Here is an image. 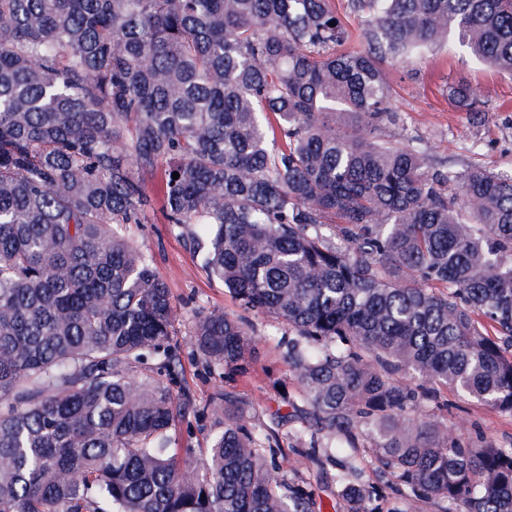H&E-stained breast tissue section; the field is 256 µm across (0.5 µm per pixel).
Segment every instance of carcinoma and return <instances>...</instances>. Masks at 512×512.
<instances>
[{"label":"carcinoma","instance_id":"1","mask_svg":"<svg viewBox=\"0 0 512 512\" xmlns=\"http://www.w3.org/2000/svg\"><path fill=\"white\" fill-rule=\"evenodd\" d=\"M351 5L360 44L338 52L332 0H0V512H320L236 391L194 462L188 397L139 370L173 362L170 288L123 231L160 170L203 268L294 335L302 457L368 434L406 500L512 512V444L413 416L448 387L512 416V174L411 146L383 71L452 39L511 74L512 0ZM448 96L481 119L476 86ZM254 342L195 316L227 374ZM345 497L376 512L373 486Z\"/></svg>","mask_w":512,"mask_h":512}]
</instances>
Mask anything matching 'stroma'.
<instances>
[{
  "label": "stroma",
  "instance_id": "35a3bbf8",
  "mask_svg": "<svg viewBox=\"0 0 512 512\" xmlns=\"http://www.w3.org/2000/svg\"><path fill=\"white\" fill-rule=\"evenodd\" d=\"M384 70L393 105L402 113L405 134L413 145L427 150L434 161L456 169L478 163L497 172H512V75L476 64L453 42L417 61L385 63ZM458 81L480 87L482 108L488 114L486 124L474 126L468 112L449 99L446 88ZM125 232L152 255L172 291L177 363L171 386L177 392L187 391L193 402L189 414L176 423L179 446L202 455L218 430L213 399L226 387H233L247 403L253 426L275 425L277 440L266 454L280 477L314 492L323 503V512H345L342 468L329 462L320 467L306 465L293 447L302 422L294 416L292 406L301 396L288 363L287 329L273 316L244 310L223 283L210 277L201 266L196 244L184 230L168 224L160 203H153L142 223L126 225ZM201 311L243 318L256 335L248 372L233 383H226L223 370L210 366L189 342L194 317ZM415 416L484 441L512 443L511 418L449 390H441L437 403L420 406ZM371 456V439L360 437L357 457L364 467L362 479L379 485V512H436L431 503L406 501L383 485L370 463Z\"/></svg>",
  "mask_w": 512,
  "mask_h": 512
}]
</instances>
